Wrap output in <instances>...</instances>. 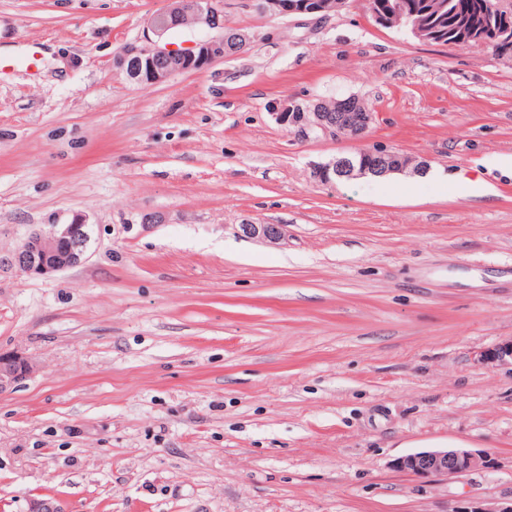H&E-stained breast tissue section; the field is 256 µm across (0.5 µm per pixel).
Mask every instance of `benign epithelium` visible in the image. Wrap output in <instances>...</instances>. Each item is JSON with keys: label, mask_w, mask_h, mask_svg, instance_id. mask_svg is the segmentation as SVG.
<instances>
[{"label": "benign epithelium", "mask_w": 512, "mask_h": 512, "mask_svg": "<svg viewBox=\"0 0 512 512\" xmlns=\"http://www.w3.org/2000/svg\"><path fill=\"white\" fill-rule=\"evenodd\" d=\"M182 0H171L170 6L152 15L148 27L161 37L181 23ZM254 7L273 17L325 15L320 0H254ZM197 21L211 30H224V4L219 0H206L196 8ZM508 37L487 20L473 21L463 30L462 40L469 44L489 47L497 40ZM224 59V38L214 36L180 50L160 46L153 40L142 44H128L117 57L118 65L146 85H158L174 73L202 70ZM296 103L279 102L272 106L271 115L281 127L303 141L312 138L347 136L355 140L366 138L376 119L374 112H346L338 103L334 112H296ZM375 158L374 169L385 174L397 171L393 161L398 153L383 147L364 148ZM323 172H331L340 179L353 178L357 169L342 155L319 165ZM240 230L250 238L278 243L284 237L281 224H242ZM90 236L88 224L80 217L66 224H46L29 232L13 251L0 253V274L20 271L31 277L50 278L57 273L81 265L85 259ZM512 359V343H505L478 354L480 363L504 362ZM32 372L31 363L14 352H0V395L14 388ZM489 465L488 456L469 448H434L413 452L395 459L393 468L418 478L436 475L462 476Z\"/></svg>", "instance_id": "obj_1"}]
</instances>
